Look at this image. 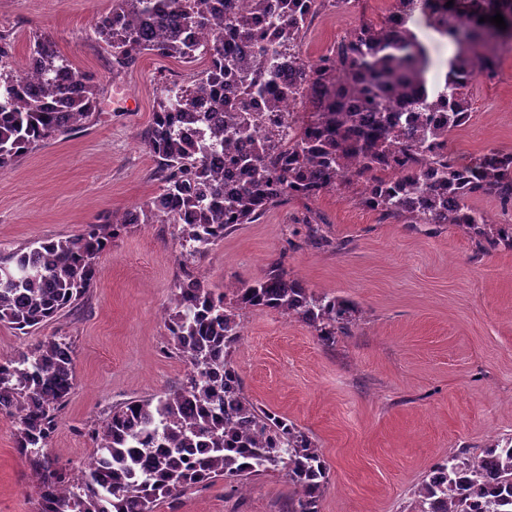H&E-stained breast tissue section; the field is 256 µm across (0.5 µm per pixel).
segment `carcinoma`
I'll return each instance as SVG.
<instances>
[{"instance_id": "1", "label": "carcinoma", "mask_w": 512, "mask_h": 512, "mask_svg": "<svg viewBox=\"0 0 512 512\" xmlns=\"http://www.w3.org/2000/svg\"><path fill=\"white\" fill-rule=\"evenodd\" d=\"M447 2L396 0L380 23L312 63L301 51L312 16L349 0H113L95 30L117 66L147 53L208 66L193 86L164 88L152 114L144 143L158 195L81 234L0 252V324L29 334L77 308L100 254L130 224H172L181 249L200 256L286 199L351 184L384 220L454 224L483 250L512 249V224L468 204L491 196L512 206V153L459 162L448 152V133L469 118V83L497 68V53L483 46L512 38V0ZM417 11L452 48L437 87L423 79L433 61L409 26ZM498 13L504 29L480 21ZM99 97L94 74L75 71L51 37L34 35L24 73L0 67V169L90 121ZM301 110L311 119L298 121ZM246 308L303 322L326 346L357 325L353 301L310 292L278 262L217 295L186 275L166 320L188 364L185 380L113 406L92 434V461L76 471L46 452L74 387L72 343L51 336L1 359L0 414L16 420L39 512H155L197 485L224 479L234 492L280 470L295 489L287 512H319L329 478L322 453L295 424L250 401L230 361ZM417 503V512H512V437L471 461L437 462Z\"/></svg>"}]
</instances>
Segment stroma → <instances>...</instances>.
<instances>
[{"label": "stroma", "instance_id": "1", "mask_svg": "<svg viewBox=\"0 0 512 512\" xmlns=\"http://www.w3.org/2000/svg\"><path fill=\"white\" fill-rule=\"evenodd\" d=\"M394 0H351L313 17L303 38L309 60L350 31L380 21ZM112 0H0V30L14 41L22 72L32 33L46 32L81 71L100 79V104L84 127L46 141L0 169V249L82 233L159 191L143 137L161 90L193 85L206 59L185 64L142 55L128 69L95 33ZM472 116L448 137L462 159L512 152V48L496 74L469 88ZM350 187L293 198L241 224L207 253L186 260L170 224H133L98 260L77 310L24 335L0 325V358L48 336L75 345V387L59 414L49 455L78 468L92 456L91 432L112 405L159 395L187 366L165 326L172 290L186 273L215 292L263 276L281 262L317 294L352 300L360 320L335 346L278 312L246 309L231 352L246 396L306 432L320 448L329 483L320 512H415L414 491L448 455L479 456L512 437V250L484 252L445 224L379 222ZM320 215L332 246L303 242L299 220ZM16 422L0 415V512H38V488L16 448ZM294 489L285 472L231 491L219 480L191 488L157 512H286Z\"/></svg>", "mask_w": 512, "mask_h": 512}]
</instances>
